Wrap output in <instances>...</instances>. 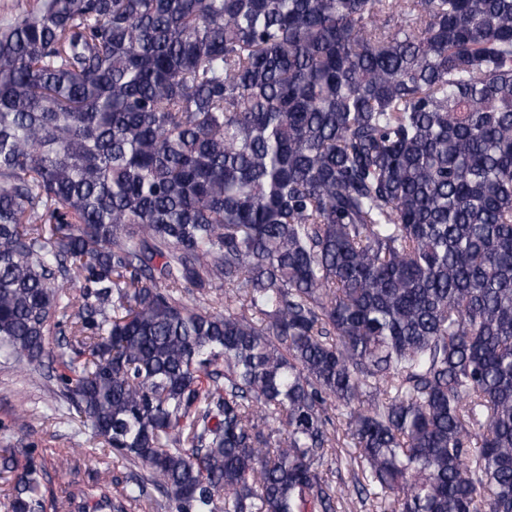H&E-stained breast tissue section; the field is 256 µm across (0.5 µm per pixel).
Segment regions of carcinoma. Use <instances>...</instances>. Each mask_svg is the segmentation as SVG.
Here are the masks:
<instances>
[{
	"label": "carcinoma",
	"instance_id": "cac0c4a2",
	"mask_svg": "<svg viewBox=\"0 0 512 512\" xmlns=\"http://www.w3.org/2000/svg\"><path fill=\"white\" fill-rule=\"evenodd\" d=\"M0 354L177 512H336L332 405L383 512H512V0L5 20Z\"/></svg>",
	"mask_w": 512,
	"mask_h": 512
}]
</instances>
